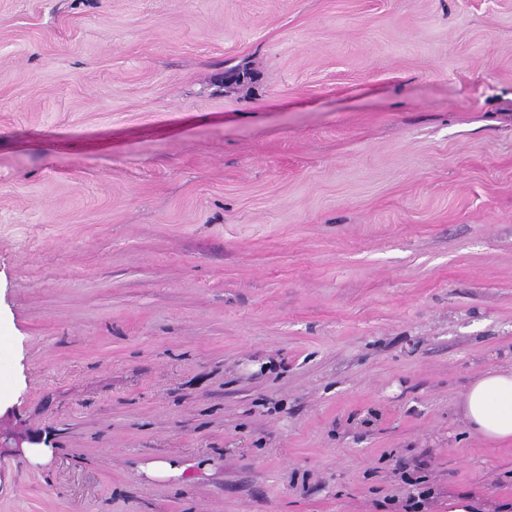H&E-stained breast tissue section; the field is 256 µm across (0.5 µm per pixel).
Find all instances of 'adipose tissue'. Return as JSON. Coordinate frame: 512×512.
I'll list each match as a JSON object with an SVG mask.
<instances>
[{
  "instance_id": "ef3b65f1",
  "label": "adipose tissue",
  "mask_w": 512,
  "mask_h": 512,
  "mask_svg": "<svg viewBox=\"0 0 512 512\" xmlns=\"http://www.w3.org/2000/svg\"><path fill=\"white\" fill-rule=\"evenodd\" d=\"M459 413L484 439L512 442V367L489 370L471 380Z\"/></svg>"
}]
</instances>
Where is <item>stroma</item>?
<instances>
[{"instance_id":"35a3bbf8","label":"stroma","mask_w":512,"mask_h":512,"mask_svg":"<svg viewBox=\"0 0 512 512\" xmlns=\"http://www.w3.org/2000/svg\"><path fill=\"white\" fill-rule=\"evenodd\" d=\"M0 334V512H512V0H0ZM459 413L461 420L484 439L512 442V365L471 380Z\"/></svg>"}]
</instances>
